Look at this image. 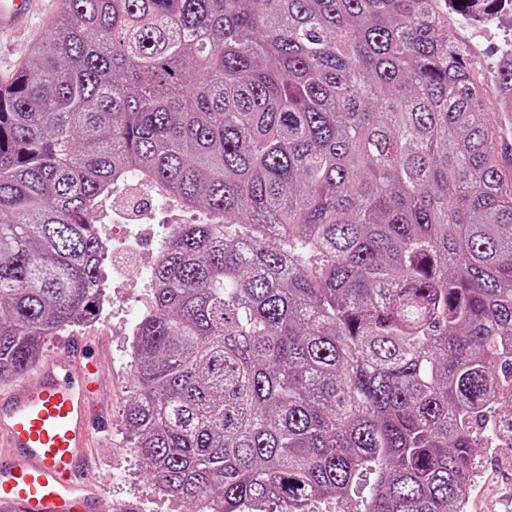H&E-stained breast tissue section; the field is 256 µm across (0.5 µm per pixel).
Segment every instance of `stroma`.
<instances>
[{
  "label": "stroma",
  "instance_id": "1",
  "mask_svg": "<svg viewBox=\"0 0 512 512\" xmlns=\"http://www.w3.org/2000/svg\"><path fill=\"white\" fill-rule=\"evenodd\" d=\"M60 10L61 0H38L25 30L0 37V82L11 79L26 60L30 45L49 32ZM448 34L465 46L476 75L488 74L500 47L512 41V12L500 13L494 27L481 31L470 13L449 11ZM150 248V242L146 241L141 251ZM141 251L113 252L111 262L104 265L105 271L121 267L126 275L112 291L111 307L98 315L94 323L77 329L65 328L48 338L43 351L47 354L62 351L76 335L102 340L105 382L100 402L112 414V432L96 443L91 457L110 476L105 491L115 501L133 502L137 512H180L179 503L160 494L145 474L124 420L132 396L128 333L131 324L151 308L150 291L134 273ZM475 462L468 482L466 512H503L512 501V439L505 437L492 443L478 439Z\"/></svg>",
  "mask_w": 512,
  "mask_h": 512
}]
</instances>
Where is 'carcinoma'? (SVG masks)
Returning a JSON list of instances; mask_svg holds the SVG:
<instances>
[{"instance_id":"obj_1","label":"carcinoma","mask_w":512,"mask_h":512,"mask_svg":"<svg viewBox=\"0 0 512 512\" xmlns=\"http://www.w3.org/2000/svg\"><path fill=\"white\" fill-rule=\"evenodd\" d=\"M512 0H63L0 84V383L100 310L127 179L175 224L125 413L184 512H463L512 375V109L448 5ZM147 200V201H146ZM143 206L152 207V224H194L196 215L183 212L179 206L155 202L146 198Z\"/></svg>"}]
</instances>
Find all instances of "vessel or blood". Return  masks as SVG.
<instances>
[{
	"label": "vessel or blood",
	"mask_w": 512,
	"mask_h": 512,
	"mask_svg": "<svg viewBox=\"0 0 512 512\" xmlns=\"http://www.w3.org/2000/svg\"><path fill=\"white\" fill-rule=\"evenodd\" d=\"M29 0H0V33L21 28ZM102 346L73 337L32 380L0 391V512H136L103 493L90 459L112 418L96 400Z\"/></svg>",
	"instance_id": "vessel-or-blood-1"
}]
</instances>
